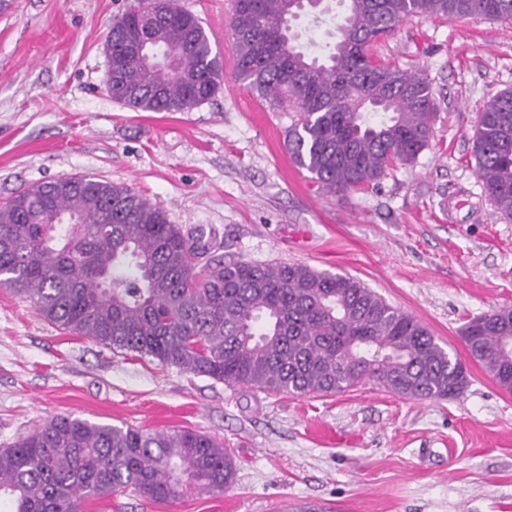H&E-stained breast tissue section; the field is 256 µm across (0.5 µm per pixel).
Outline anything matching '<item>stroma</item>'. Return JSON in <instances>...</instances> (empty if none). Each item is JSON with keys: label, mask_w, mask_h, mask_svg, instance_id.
I'll return each instance as SVG.
<instances>
[{"label": "stroma", "mask_w": 512, "mask_h": 512, "mask_svg": "<svg viewBox=\"0 0 512 512\" xmlns=\"http://www.w3.org/2000/svg\"><path fill=\"white\" fill-rule=\"evenodd\" d=\"M137 0H6L0 6V204L27 187L90 175L203 232L202 263L286 262L360 279L466 357L471 319L512 306V220L475 172L481 110L512 90V22L404 18L376 60L429 81L428 148L378 181L327 192L294 163L293 107L234 79V0H180L209 33L223 82L187 112L133 111L103 76L112 21ZM456 399L401 398L365 385L334 396L270 395L72 335L0 288V448L72 415L223 442V492L157 505L130 493L86 512H512V393L477 364Z\"/></svg>", "instance_id": "obj_1"}]
</instances>
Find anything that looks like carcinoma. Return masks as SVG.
<instances>
[{"mask_svg": "<svg viewBox=\"0 0 512 512\" xmlns=\"http://www.w3.org/2000/svg\"><path fill=\"white\" fill-rule=\"evenodd\" d=\"M325 57L294 45L293 0H235L234 78L272 105L296 107L286 146L336 194L379 180L428 146L435 120L427 79L375 63L370 47L405 17L436 13L512 21V0H344ZM144 52L128 59L126 32ZM112 100L133 110L186 112L223 81L201 21L179 0H139L111 26ZM475 170L512 220V90L481 112ZM133 188L64 176L0 205V287L43 317L114 350L269 394L332 396L372 385L402 398L444 400L469 386L458 356L414 316L357 278L297 263L215 259ZM469 357L512 393V308L468 321ZM231 452L189 430L150 432L59 416L0 449L9 512H83L130 491L159 505L221 492Z\"/></svg>", "mask_w": 512, "mask_h": 512, "instance_id": "obj_1", "label": "carcinoma"}]
</instances>
